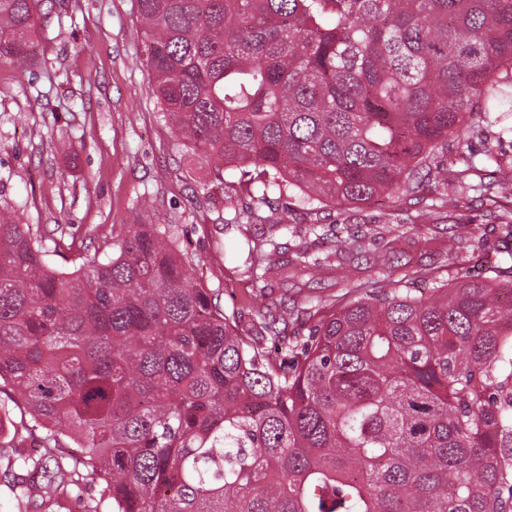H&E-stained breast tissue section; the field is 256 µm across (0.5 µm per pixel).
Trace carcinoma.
<instances>
[{"label":"carcinoma","mask_w":512,"mask_h":512,"mask_svg":"<svg viewBox=\"0 0 512 512\" xmlns=\"http://www.w3.org/2000/svg\"><path fill=\"white\" fill-rule=\"evenodd\" d=\"M45 0H0V67L22 74ZM152 92L176 136L251 205L268 237L229 249L259 294L329 263L262 215L298 191L320 212L416 193L431 155L512 97V0H137ZM487 206L512 194L494 170ZM105 263L0 210V434L12 512L89 479L84 512H506L512 496V284L458 268L309 299L333 308L256 335L197 281L175 224L112 225ZM43 432L46 454L22 449ZM79 452L81 474L53 455Z\"/></svg>","instance_id":"obj_1"}]
</instances>
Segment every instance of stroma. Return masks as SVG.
<instances>
[{
    "instance_id": "stroma-1",
    "label": "stroma",
    "mask_w": 512,
    "mask_h": 512,
    "mask_svg": "<svg viewBox=\"0 0 512 512\" xmlns=\"http://www.w3.org/2000/svg\"><path fill=\"white\" fill-rule=\"evenodd\" d=\"M137 16L136 0H53L25 75L0 67V207L18 211L45 235L74 238L76 251L91 257L113 225L134 222L141 196L152 197V223L178 225L183 246L198 259L193 276L215 291L225 311L237 312L241 329L254 332L258 308L284 299L301 312L296 329L308 334L315 324L305 313L308 295L355 290L371 280L370 262L340 260L317 272L310 286L252 298L250 285L225 260L224 245L260 237L264 227L225 226L247 196L232 181L217 180L163 119L141 62L145 35ZM497 132L473 117L462 140H449L432 166L456 171L466 157L483 170L511 166L512 137ZM444 190L455 206L417 223ZM272 208L292 225L291 246L331 254L364 233L371 248L392 244L403 269L435 268L446 279L460 267L491 274L502 252L512 249V230L456 182L427 179L414 195L396 191L352 210L317 214L292 195ZM316 222L327 231L320 240L307 232ZM452 236L468 238V246L449 253Z\"/></svg>"
}]
</instances>
